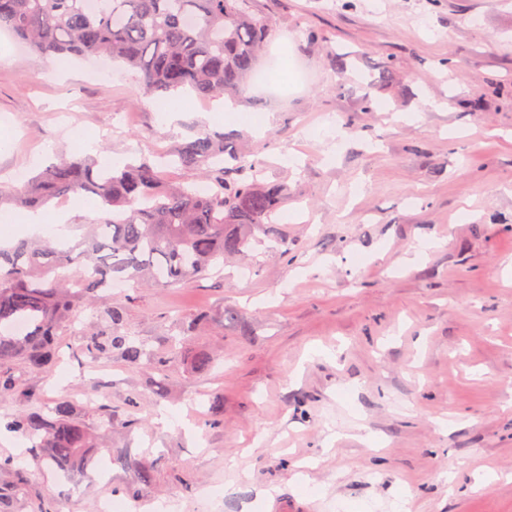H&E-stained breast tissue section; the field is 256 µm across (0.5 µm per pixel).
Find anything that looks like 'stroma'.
Here are the masks:
<instances>
[{
    "label": "stroma",
    "instance_id": "obj_1",
    "mask_svg": "<svg viewBox=\"0 0 512 512\" xmlns=\"http://www.w3.org/2000/svg\"><path fill=\"white\" fill-rule=\"evenodd\" d=\"M260 4L274 27L260 70L277 82L250 81L236 112L146 94L105 61L56 71L0 39V184L75 151L76 127L101 163L159 151L165 179L192 184L168 155L206 129L288 189L223 271L113 291L122 333L149 351L139 364L82 351L96 308L61 332L59 362L27 383L94 428L110 404L112 424L66 480L1 429L0 455L29 469L13 512L41 493L56 512L116 498L127 512H390L398 496L412 512H512V0ZM199 351L209 371L193 370ZM116 450L150 465L149 484Z\"/></svg>",
    "mask_w": 512,
    "mask_h": 512
}]
</instances>
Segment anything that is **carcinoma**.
Segmentation results:
<instances>
[{"label": "carcinoma", "mask_w": 512, "mask_h": 512, "mask_svg": "<svg viewBox=\"0 0 512 512\" xmlns=\"http://www.w3.org/2000/svg\"><path fill=\"white\" fill-rule=\"evenodd\" d=\"M0 0V29L40 57L120 62L151 95L184 90L210 99L239 96L272 26L258 0ZM227 153V137L198 131L174 162L202 173L201 184H169L147 158L121 168L73 153L17 186H0V207L34 209L83 194L100 205L72 245L23 239L0 245V406L17 396L36 406L0 413V425L30 443L36 463L70 469L100 447V436L59 398L24 388L16 367L44 370L58 360L62 324L101 300L112 281L166 287L206 276L240 256L287 200L286 187L257 178L259 162ZM124 305H109L82 333L93 358L137 364L142 345L120 333ZM116 459L147 483L151 470L123 452ZM0 506L28 487L24 469L0 460Z\"/></svg>", "instance_id": "obj_1"}]
</instances>
